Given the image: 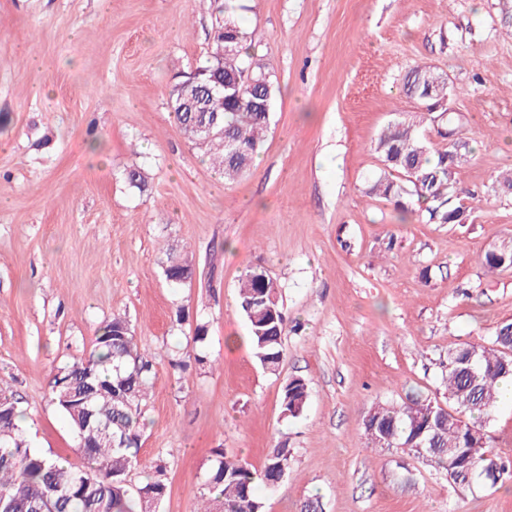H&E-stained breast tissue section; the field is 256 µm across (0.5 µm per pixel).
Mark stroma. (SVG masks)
<instances>
[{
  "instance_id": "obj_1",
  "label": "stroma",
  "mask_w": 512,
  "mask_h": 512,
  "mask_svg": "<svg viewBox=\"0 0 512 512\" xmlns=\"http://www.w3.org/2000/svg\"><path fill=\"white\" fill-rule=\"evenodd\" d=\"M252 50L278 86L250 171L227 181L179 132L175 84L208 48L213 0H0V380L16 391L33 447L79 463L50 398L57 368L126 317L155 357L146 426L128 479L163 468L159 512H195L213 449L288 473L264 512H512V477L458 486L445 469L370 447L378 402L447 403L450 346L489 344L512 320V270L485 252L512 241V0H243ZM416 65L446 74L473 152L465 224L400 216L366 194L374 146L423 104L403 90ZM142 169L148 184L125 179ZM393 250H386V242ZM193 254L182 287L168 249ZM280 285L284 361L265 371L247 342L237 287L254 269ZM206 325L204 344L193 341ZM204 356L183 372L173 351ZM293 377L310 387L283 412ZM308 399L309 389L306 381L302 378H291L283 388V411L290 417H299L303 413Z\"/></svg>"
}]
</instances>
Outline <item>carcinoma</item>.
Wrapping results in <instances>:
<instances>
[{"mask_svg":"<svg viewBox=\"0 0 512 512\" xmlns=\"http://www.w3.org/2000/svg\"><path fill=\"white\" fill-rule=\"evenodd\" d=\"M215 21L206 64L198 69L193 98L183 104L172 95V108L180 132L205 149L213 167L233 179L246 172L261 150L270 127L271 113L259 112L252 101L262 94L274 103L276 86L265 65L254 59L251 35L237 21L239 0H214ZM231 25L236 51L223 58L224 78L246 71L255 85L243 82L217 91L209 69L217 64L224 26ZM448 95V79L434 73L424 80L422 67H412L404 90L428 104L438 101L437 89ZM216 122L224 133L206 139L195 135L201 122ZM453 139L442 148L428 149L416 124L391 123L379 136L375 150L382 163L377 179L366 188L371 195L393 201L401 213H419L429 224H460L470 207L463 198L475 193L458 187L456 170L470 159L459 117L448 116ZM490 272L512 268V244L504 242L485 253ZM195 272L192 257L170 250L164 267L166 280L180 285ZM238 305L248 321V341L262 367L279 371L284 358L282 336L287 318L277 281L266 272L252 271L242 281ZM154 357L140 349L126 317L114 315L103 322L88 356L57 369L51 381V402L67 420L82 459L79 466L58 454L44 453L30 444L20 424L23 411L16 393L0 387V512H157L167 493L162 471L134 488L128 474L137 462L143 430V402L148 396ZM450 409L430 399L412 398L402 404L375 403L363 421L373 447L400 448L422 436L427 448L423 459L446 470L460 469L458 485L481 481L495 486L508 472L501 457L488 450L484 430L499 403L500 384L512 381V322L497 327L491 346L464 343L448 349L445 371ZM309 399L302 378H291L282 393L283 411L300 416ZM290 451L275 447L259 474L238 459L213 451L207 487L209 496L196 512H264L255 491L256 480L269 489L278 484Z\"/></svg>","mask_w":512,"mask_h":512,"instance_id":"obj_1","label":"carcinoma"}]
</instances>
